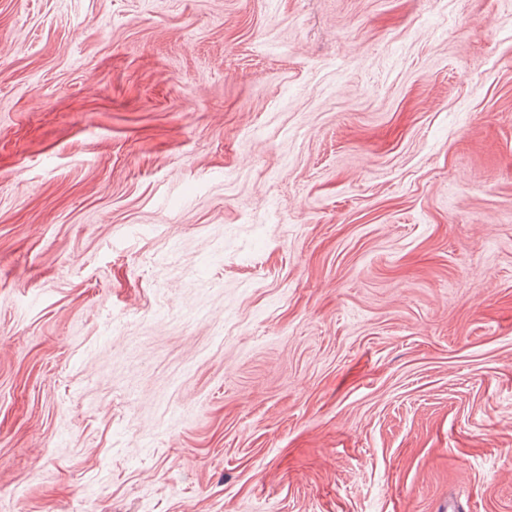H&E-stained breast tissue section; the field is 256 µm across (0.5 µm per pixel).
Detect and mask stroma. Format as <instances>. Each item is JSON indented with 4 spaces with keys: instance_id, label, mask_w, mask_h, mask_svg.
Masks as SVG:
<instances>
[{
    "instance_id": "stroma-1",
    "label": "stroma",
    "mask_w": 512,
    "mask_h": 512,
    "mask_svg": "<svg viewBox=\"0 0 512 512\" xmlns=\"http://www.w3.org/2000/svg\"><path fill=\"white\" fill-rule=\"evenodd\" d=\"M0 512H512V0H0Z\"/></svg>"
}]
</instances>
